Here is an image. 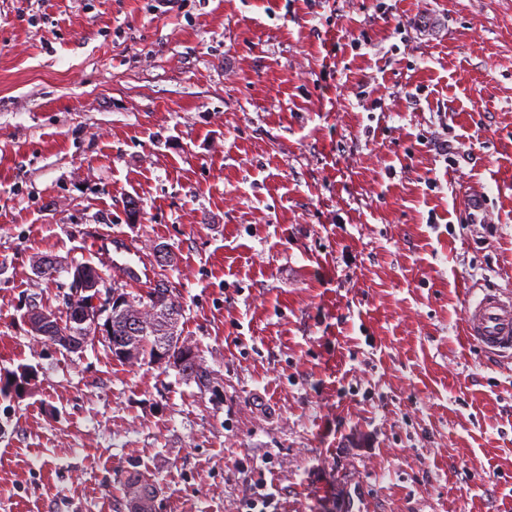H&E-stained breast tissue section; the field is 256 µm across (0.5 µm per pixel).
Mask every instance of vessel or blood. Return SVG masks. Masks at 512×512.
Listing matches in <instances>:
<instances>
[{"label": "vessel or blood", "instance_id": "b4317fda", "mask_svg": "<svg viewBox=\"0 0 512 512\" xmlns=\"http://www.w3.org/2000/svg\"><path fill=\"white\" fill-rule=\"evenodd\" d=\"M467 339L486 353L512 352V296L487 291L469 302L464 315Z\"/></svg>", "mask_w": 512, "mask_h": 512}]
</instances>
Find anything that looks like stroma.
<instances>
[{
    "label": "stroma",
    "instance_id": "1",
    "mask_svg": "<svg viewBox=\"0 0 512 512\" xmlns=\"http://www.w3.org/2000/svg\"><path fill=\"white\" fill-rule=\"evenodd\" d=\"M42 255L168 281L212 386L38 342ZM473 288L512 294V0H0V373L36 371L0 512H126L130 473L159 512H512ZM465 210L470 224H484L489 210L487 197L477 193L468 195ZM133 488H136V490L143 495L147 496H153L155 497L157 490L155 486L152 483H149L148 480L144 479L139 474H129L124 482H123V489H124V495L127 501V511L133 512L132 504L130 500V493ZM136 508L138 509H148V511H138V512H157L159 510L158 504H157V496L152 499L149 502L143 503V502H137L135 504Z\"/></svg>",
    "mask_w": 512,
    "mask_h": 512
}]
</instances>
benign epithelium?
I'll list each match as a JSON object with an SVG mask.
<instances>
[{
  "label": "benign epithelium",
  "instance_id": "benign-epithelium-1",
  "mask_svg": "<svg viewBox=\"0 0 512 512\" xmlns=\"http://www.w3.org/2000/svg\"><path fill=\"white\" fill-rule=\"evenodd\" d=\"M55 268H64L69 274L72 294L91 295L82 306H72L66 310V321L37 311L27 314V324L36 336L49 338V343L59 347L72 345L74 336H83V340L101 342L112 346V317L133 313L141 321L153 319L154 310L149 305L147 294L133 296L125 291L103 290L102 269L72 261L66 265L54 262ZM196 355V349L190 342L179 337L155 350L151 365L181 368L183 361Z\"/></svg>",
  "mask_w": 512,
  "mask_h": 512
}]
</instances>
